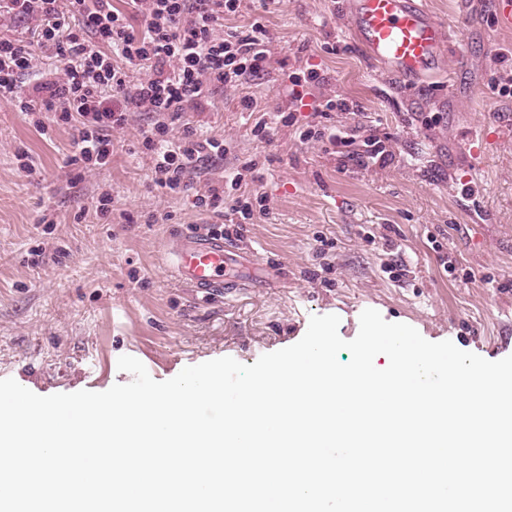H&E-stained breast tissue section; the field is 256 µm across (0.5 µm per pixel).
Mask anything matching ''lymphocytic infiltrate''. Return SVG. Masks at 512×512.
Segmentation results:
<instances>
[{
	"label": "lymphocytic infiltrate",
	"mask_w": 512,
	"mask_h": 512,
	"mask_svg": "<svg viewBox=\"0 0 512 512\" xmlns=\"http://www.w3.org/2000/svg\"><path fill=\"white\" fill-rule=\"evenodd\" d=\"M243 0H0V98L21 112H50L76 131L68 162L93 170L112 159L114 129L130 113L153 112L162 122L145 131L153 182L179 190L191 169L223 154L224 144L184 128L169 136L183 112L208 104L219 88L267 71L269 40L260 23L242 31L225 19ZM32 24L31 38L6 33L8 22ZM56 62L34 68L35 52ZM142 69L132 79L131 68ZM31 75L24 87L22 75Z\"/></svg>",
	"instance_id": "obj_1"
}]
</instances>
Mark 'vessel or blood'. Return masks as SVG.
<instances>
[{"label": "vessel or blood", "instance_id": "b4317fda", "mask_svg": "<svg viewBox=\"0 0 512 512\" xmlns=\"http://www.w3.org/2000/svg\"><path fill=\"white\" fill-rule=\"evenodd\" d=\"M346 22L366 56L398 83L410 86L446 64L452 37L421 0H345ZM170 268L203 296L236 287L246 263L218 233H187L168 249Z\"/></svg>", "mask_w": 512, "mask_h": 512}]
</instances>
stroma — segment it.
<instances>
[{
	"label": "stroma",
	"instance_id": "obj_1",
	"mask_svg": "<svg viewBox=\"0 0 512 512\" xmlns=\"http://www.w3.org/2000/svg\"><path fill=\"white\" fill-rule=\"evenodd\" d=\"M343 0H245L226 26L261 22L271 37L268 78L215 90L203 112L173 127L223 140L222 159L191 171L169 192L151 179L142 134L156 121L131 113L112 133V162L87 172L69 164L74 130L50 113L23 115L0 100V379L47 396L103 392L132 381L130 355L165 381L184 367L231 357L250 365L297 343L314 315H337L354 339L363 310L414 327L431 342L497 361L512 355V28L498 0H425L456 36L446 82L407 87L379 71L353 41ZM319 69L323 85L290 99V77ZM251 96L269 113L243 111ZM358 104L320 117L326 98ZM287 113H278L280 105ZM266 120L269 134L256 137ZM344 132L347 143L301 140L303 130ZM490 134L478 182H465V136ZM380 137L391 160L349 161ZM37 173L23 176L17 150ZM241 173V193L265 199L252 223H230L229 206L202 209L195 196ZM112 210L99 215L101 198ZM221 227L255 257L243 283L209 300L163 264L170 238ZM453 270H445L444 260ZM403 264L399 278L388 268Z\"/></svg>",
	"mask_w": 512,
	"mask_h": 512
}]
</instances>
